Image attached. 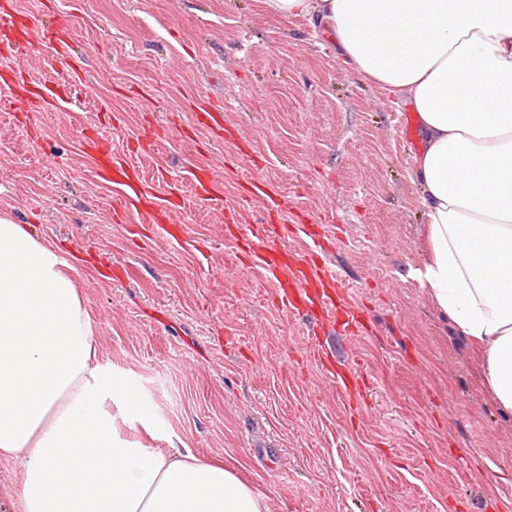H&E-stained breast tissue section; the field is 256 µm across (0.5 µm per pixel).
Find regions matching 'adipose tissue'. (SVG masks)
Returning <instances> with one entry per match:
<instances>
[{
  "instance_id": "obj_1",
  "label": "adipose tissue",
  "mask_w": 512,
  "mask_h": 512,
  "mask_svg": "<svg viewBox=\"0 0 512 512\" xmlns=\"http://www.w3.org/2000/svg\"><path fill=\"white\" fill-rule=\"evenodd\" d=\"M329 30L354 70L412 103L430 259L412 276L483 355L512 412V0H265ZM137 397L99 363L74 269L0 215V458L20 512H268L230 466L132 448L103 405Z\"/></svg>"
}]
</instances>
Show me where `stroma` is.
I'll return each instance as SVG.
<instances>
[{"label": "stroma", "mask_w": 512, "mask_h": 512, "mask_svg": "<svg viewBox=\"0 0 512 512\" xmlns=\"http://www.w3.org/2000/svg\"><path fill=\"white\" fill-rule=\"evenodd\" d=\"M66 22L79 76L54 50L0 61L63 81L40 111L0 114V214L68 257L97 328L98 357L138 397L112 414L121 439H181L237 468L269 512H512V414L484 385L478 355L410 277L427 257L421 143L397 127L410 106L363 79L329 34L264 12L261 0H8ZM224 111L225 142L196 120ZM107 140L159 207L181 191L184 234H132L86 141ZM210 171L216 200L196 194ZM277 200H245L244 176ZM317 226L313 245L356 287L369 332L313 333L281 309L247 240L253 219ZM359 362L360 409L323 373L314 347Z\"/></svg>", "instance_id": "stroma-1"}]
</instances>
